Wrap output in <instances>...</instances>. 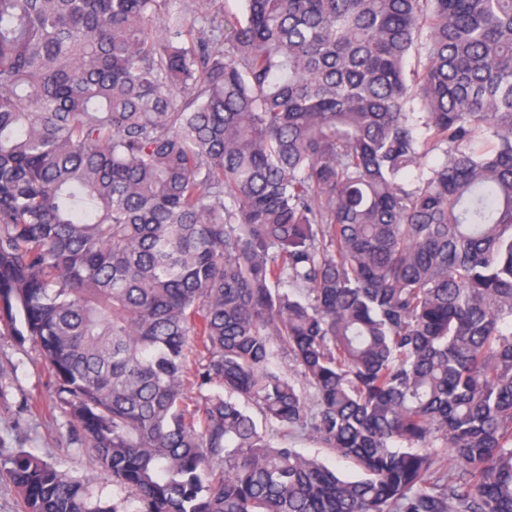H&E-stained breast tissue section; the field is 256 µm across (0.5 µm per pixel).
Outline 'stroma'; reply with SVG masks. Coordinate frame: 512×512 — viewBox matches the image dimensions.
Returning <instances> with one entry per match:
<instances>
[{
	"mask_svg": "<svg viewBox=\"0 0 512 512\" xmlns=\"http://www.w3.org/2000/svg\"><path fill=\"white\" fill-rule=\"evenodd\" d=\"M0 437L61 470L89 477L102 505L115 503L124 512H136L138 504L129 491L98 467L95 450L70 444L67 416L56 402L49 365L40 351L17 345L6 334L0 335Z\"/></svg>",
	"mask_w": 512,
	"mask_h": 512,
	"instance_id": "obj_1",
	"label": "stroma"
}]
</instances>
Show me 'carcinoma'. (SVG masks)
Returning <instances> with one entry per match:
<instances>
[{
	"label": "carcinoma",
	"instance_id": "1",
	"mask_svg": "<svg viewBox=\"0 0 512 512\" xmlns=\"http://www.w3.org/2000/svg\"><path fill=\"white\" fill-rule=\"evenodd\" d=\"M241 2L0 0V326L136 512H512V0ZM296 448L303 454L317 457L329 464L336 466L342 473L352 472V465L349 461L337 459L326 448H322L319 442L307 436L300 437L296 442Z\"/></svg>",
	"mask_w": 512,
	"mask_h": 512
}]
</instances>
